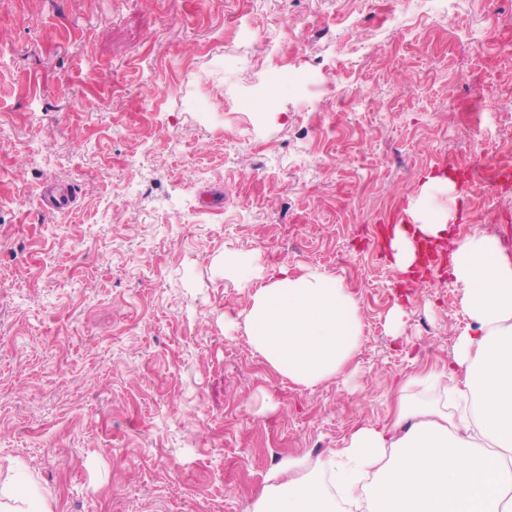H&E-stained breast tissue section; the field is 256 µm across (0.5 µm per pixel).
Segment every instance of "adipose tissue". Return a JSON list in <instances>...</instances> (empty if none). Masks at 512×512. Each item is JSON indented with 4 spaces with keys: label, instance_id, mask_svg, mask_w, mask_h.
<instances>
[{
    "label": "adipose tissue",
    "instance_id": "obj_1",
    "mask_svg": "<svg viewBox=\"0 0 512 512\" xmlns=\"http://www.w3.org/2000/svg\"><path fill=\"white\" fill-rule=\"evenodd\" d=\"M453 190L446 174H432L408 198L403 215L415 234L396 233L390 244L400 271L417 262L416 237L447 236L457 210L430 199ZM450 273L468 318L448 367L454 410L409 402L405 393L417 381H404L391 420L357 424L315 469L282 467L253 512H336L340 498L364 503L366 512H512V258L476 232L454 250ZM224 274L255 284L244 327L275 372L311 389L354 362L362 323L341 280L314 269L259 268L230 253Z\"/></svg>",
    "mask_w": 512,
    "mask_h": 512
}]
</instances>
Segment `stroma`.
<instances>
[{"label":"stroma","mask_w":512,"mask_h":512,"mask_svg":"<svg viewBox=\"0 0 512 512\" xmlns=\"http://www.w3.org/2000/svg\"><path fill=\"white\" fill-rule=\"evenodd\" d=\"M503 38L512 0L452 19L404 0L384 24L371 0H0V465L52 512H252L288 460L314 466L395 383L447 371L460 288L409 280L368 232L512 142ZM314 73L350 103L310 98ZM48 185L69 210L42 206ZM458 195L441 247L480 230L512 257V221ZM228 251L350 288L344 376L270 371Z\"/></svg>","instance_id":"obj_1"}]
</instances>
